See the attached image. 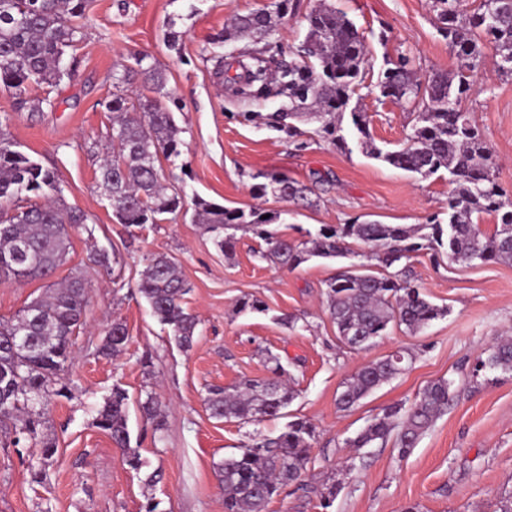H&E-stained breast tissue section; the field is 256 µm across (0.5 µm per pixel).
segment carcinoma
Masks as SVG:
<instances>
[{
    "label": "carcinoma",
    "mask_w": 512,
    "mask_h": 512,
    "mask_svg": "<svg viewBox=\"0 0 512 512\" xmlns=\"http://www.w3.org/2000/svg\"><path fill=\"white\" fill-rule=\"evenodd\" d=\"M91 0H0V86L15 91L21 107L43 111L47 98H27L31 85L55 86L64 75L66 49L75 47L80 26ZM448 46L461 64L454 71L435 72L422 78L399 58L375 85L383 98H390L413 116L411 132L396 150L380 149L371 137L368 116L348 110L362 89L363 70L368 62L364 36L330 0H320L307 18L305 50L270 77L264 61L251 56L236 86L239 95L251 101L280 100L278 117L292 121L316 120L320 131L336 146L346 149L342 134L345 112L361 151L389 165L422 177L441 170L448 172L453 186L448 199V223L432 218L427 224H336L324 225L301 241L288 240L269 229L272 218L259 209L230 210L202 197L194 200L195 221L213 236L217 248L230 255L235 249L232 231L246 225L263 241L262 257L296 269L313 257L360 258L359 270H344L325 282L326 302L340 341L355 350L370 347L391 324L411 333L424 329L445 315L413 284L402 260L423 249L445 253L451 263L512 261V201L504 200L497 181L493 153L480 134L473 117L460 107L473 89L471 72L482 57L480 40L487 36L499 57L497 72L512 77V0H479L473 13L463 18L458 0H433ZM272 32V15L267 11L237 15L213 41L216 62L224 59L219 48L229 41L250 38L262 42ZM117 84L134 86L158 94L113 95L107 109L115 114L112 123V158L98 169L104 191L112 193V213L127 227L156 224L166 214H176L184 204L182 192L166 184L160 155L178 154L179 128L173 113L163 106L166 77L162 70L143 65L123 66ZM258 192L273 191L285 200L301 196L304 188L285 175H271L256 185ZM493 214L496 229L484 233L473 216ZM85 222L84 214L68 207L59 195L54 172L12 149L0 137V267L18 260V249L27 248L21 261L22 280L48 279L63 266L69 255V228ZM364 245L356 251L350 242ZM394 269L388 275L371 271L373 265ZM153 316L168 327L175 343L192 346L196 317L187 311L185 296L191 291L175 259L165 254L148 258L136 284ZM87 303L86 289L72 277L48 285L46 296L33 299L16 315L0 320V431L19 430L20 438L40 445L37 460L30 464L33 479H41L52 464L55 445L40 438L44 416L52 399L65 396L59 385L61 372L71 360L74 328L81 326ZM129 340L126 325L112 322L101 352L121 353ZM398 351L362 365L343 383L336 398L338 408L355 406L373 390L402 369ZM272 377L247 379L231 392L221 386L207 388L204 404L218 420L260 422L284 414L295 399V391L281 380L285 368L270 359ZM512 372V336L499 340L475 371ZM451 380L428 386L407 410L396 407L375 417L348 441L359 452L387 440L398 431L401 454L415 447L421 434L452 400ZM139 409L151 422L153 432L162 433L164 423L159 404L148 393ZM93 425L106 432L122 449L124 464L133 470L143 467L138 449L131 446L128 430V394L118 385L96 411ZM315 428L307 420L288 422L276 434L256 431L241 451L216 464L224 485V512H264L282 486L302 478L310 461Z\"/></svg>",
    "instance_id": "carcinoma-1"
}]
</instances>
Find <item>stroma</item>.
<instances>
[{"label": "stroma", "instance_id": "35a3bbf8", "mask_svg": "<svg viewBox=\"0 0 512 512\" xmlns=\"http://www.w3.org/2000/svg\"><path fill=\"white\" fill-rule=\"evenodd\" d=\"M370 47L367 82H376L386 59L410 56L421 75L452 71L459 60L440 31L431 0H334ZM273 0H94L80 23L74 64L53 87L32 86L28 97L49 98L51 107L31 113L0 88V135L55 174L69 207L86 223L70 231L68 262L53 276L84 281L87 304L65 372L68 394L54 399L46 433L57 447L43 483L31 478L27 446L0 447V512H224L216 463L239 453L253 430L275 433L294 417L309 420L316 436L301 481L284 486L265 512H496L512 495V374L475 372L478 358L503 336H512V262H449L420 254L407 264L412 281L445 316L412 334L395 327L376 344L354 350L341 343L330 318L324 283L344 266L341 258H314L289 270L261 260V241L240 229L232 257H225L193 220L194 197L227 208L260 209L273 229L289 239L326 224L375 221L447 222L452 187L447 172L423 178L366 157L356 140L341 151L315 121L298 124L289 137L275 122L276 104L236 97L214 74L212 40L237 14L271 11ZM319 0H288L273 14L265 39L268 55L295 57L307 33V17ZM179 35L169 46L168 33ZM147 58L167 77L166 103L180 129L178 156L162 160L186 198L166 220L133 230L112 216L95 173L112 151V114L122 66ZM497 56L484 44L477 88L462 107L474 118L494 153L502 186L512 191V78L496 74ZM366 112L376 144L397 148L411 129L398 105L376 94L353 97ZM280 173L306 185V199L254 195L255 178ZM120 255L107 270L99 252ZM175 258L192 286L187 309L198 324L190 350L179 348L151 314L136 284L150 254ZM259 300L263 311H243L241 299ZM129 333L118 356L99 354L112 321ZM396 351L410 353L406 368L358 405L338 410L342 384L362 363ZM285 366L296 399L283 417L259 425L212 418L204 404L211 386L268 377V357ZM453 380V399L414 448L400 454L394 441L354 453L347 448L376 415L409 408L430 384ZM120 385L129 396L132 444L141 470L122 462L110 436L93 426L96 409ZM153 394L165 418L154 441L139 408ZM156 486L145 479L155 469ZM337 482L332 506L321 493Z\"/></svg>", "mask_w": 512, "mask_h": 512}]
</instances>
